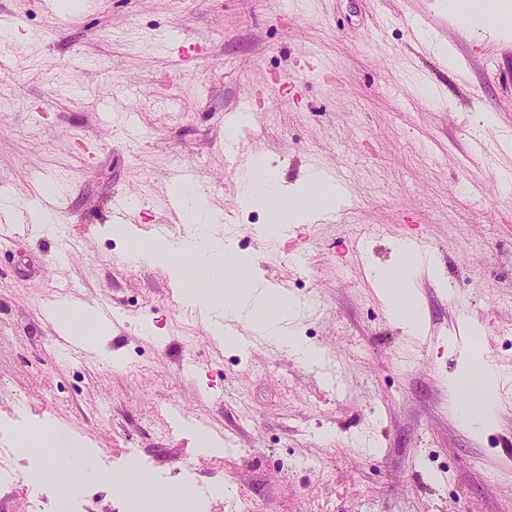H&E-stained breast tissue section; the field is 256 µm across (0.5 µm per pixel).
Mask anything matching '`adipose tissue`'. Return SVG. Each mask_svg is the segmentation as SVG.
I'll use <instances>...</instances> for the list:
<instances>
[{"label":"adipose tissue","instance_id":"adipose-tissue-1","mask_svg":"<svg viewBox=\"0 0 512 512\" xmlns=\"http://www.w3.org/2000/svg\"><path fill=\"white\" fill-rule=\"evenodd\" d=\"M169 194L180 201L181 216L185 223L191 224L192 230L163 245L138 250L137 258L163 266L172 280H182L191 270L207 283V292L187 295L185 302L211 314L214 335L227 334L229 322L243 319L255 333L284 349L297 361L319 364L320 349L299 336L292 325L296 303L287 300L262 277L258 258L243 259L225 248L223 239L215 231L216 225L223 223L224 215L207 201L202 187L175 183ZM239 200L245 207L268 209L269 223L255 230L262 240L280 237L301 224L318 223L335 212L340 204L335 184L326 180L320 171L308 170L296 184L289 186L261 155L251 157L239 178ZM395 249L399 264L371 270L370 278L392 316L414 335L420 330L422 314L410 285L420 272L434 273L436 263L432 254L415 251L406 241H399ZM246 269L251 272L247 288L219 289L218 279L235 278ZM480 333L478 325H470L469 336L463 342L462 373L452 386L451 395L457 399L467 420L485 424L495 410L499 371L485 359L482 346L476 341Z\"/></svg>","mask_w":512,"mask_h":512}]
</instances>
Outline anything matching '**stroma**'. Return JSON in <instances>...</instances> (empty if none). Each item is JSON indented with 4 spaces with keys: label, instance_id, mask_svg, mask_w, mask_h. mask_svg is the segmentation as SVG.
<instances>
[{
    "label": "stroma",
    "instance_id": "35a3bbf8",
    "mask_svg": "<svg viewBox=\"0 0 512 512\" xmlns=\"http://www.w3.org/2000/svg\"><path fill=\"white\" fill-rule=\"evenodd\" d=\"M0 0V193L18 210L56 173L60 233L0 223V420L76 435L101 458L135 450L197 484L229 483L257 512H512V413L473 431L448 413L460 372L455 300L487 357L512 371V39L477 37L434 0ZM447 43L453 62L435 44ZM252 103L235 140L226 113ZM175 111H166V104ZM135 113L128 130L124 116ZM493 126L479 129L480 114ZM489 145L471 150L475 135ZM263 154L286 182L317 167L349 204L289 231L278 247L242 208L228 147ZM223 211L224 244L261 254L263 277L300 302L297 330L325 352L298 362L270 341L217 340L173 282L137 260L132 225L170 219L181 173ZM137 209L112 210L114 195ZM419 238L438 262L414 291L421 335L387 311L368 273ZM111 304L116 325L61 352L49 304ZM195 337V350L186 347ZM211 428L223 460L188 428ZM0 483V512L32 507L24 465ZM126 473L84 478L85 512L117 507Z\"/></svg>",
    "mask_w": 512,
    "mask_h": 512
}]
</instances>
